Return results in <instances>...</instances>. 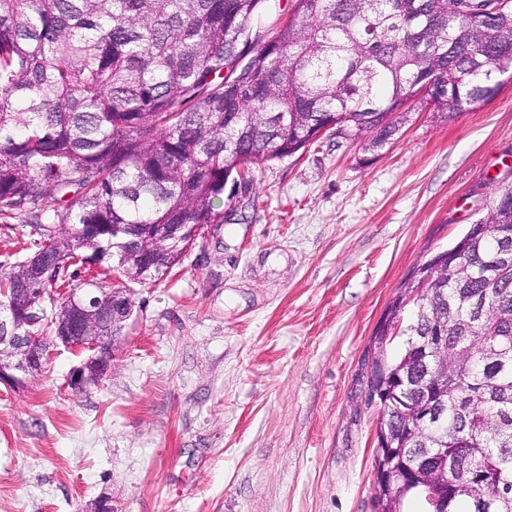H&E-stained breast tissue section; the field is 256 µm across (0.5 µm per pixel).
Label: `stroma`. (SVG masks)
<instances>
[{
	"mask_svg": "<svg viewBox=\"0 0 512 512\" xmlns=\"http://www.w3.org/2000/svg\"><path fill=\"white\" fill-rule=\"evenodd\" d=\"M372 151L325 135L220 198L181 264L133 284L111 372L48 349L0 385V512H375L370 338L415 267L512 184V79L453 123L415 103ZM33 211L0 215V276Z\"/></svg>",
	"mask_w": 512,
	"mask_h": 512,
	"instance_id": "35a3bbf8",
	"label": "stroma"
}]
</instances>
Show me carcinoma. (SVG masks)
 Wrapping results in <instances>:
<instances>
[{
  "instance_id": "1",
  "label": "carcinoma",
  "mask_w": 512,
  "mask_h": 512,
  "mask_svg": "<svg viewBox=\"0 0 512 512\" xmlns=\"http://www.w3.org/2000/svg\"><path fill=\"white\" fill-rule=\"evenodd\" d=\"M265 0H0V214L38 207L52 193L56 223L34 225L49 262L112 259L116 224H219L224 171L293 156L323 127L369 149L399 132L406 101L451 123L512 77V0L466 15L456 0H293L260 41ZM244 58L232 77L224 63ZM485 225L435 273L405 326L403 349L373 366L385 378L399 440L386 485L398 512L428 504L401 481L422 408L439 447L420 475L452 482L448 512H512V186L500 188ZM93 224L91 232L82 229ZM127 251L153 264L156 281L184 253L151 239ZM60 288L30 264L0 292ZM421 336H445L448 369L423 354Z\"/></svg>"
}]
</instances>
